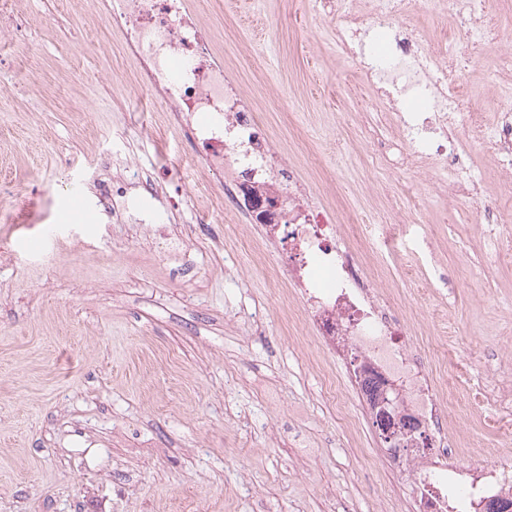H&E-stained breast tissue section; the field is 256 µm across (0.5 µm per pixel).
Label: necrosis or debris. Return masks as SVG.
<instances>
[{
  "label": "necrosis or debris",
  "instance_id": "obj_1",
  "mask_svg": "<svg viewBox=\"0 0 512 512\" xmlns=\"http://www.w3.org/2000/svg\"><path fill=\"white\" fill-rule=\"evenodd\" d=\"M331 3L338 46L359 53L366 83L375 86L379 104L402 132L396 157L378 145L380 162L398 170L436 169L438 195L470 201L486 233L511 221L501 206L481 198L473 166L459 163L478 143L502 174L512 176V108L500 109L494 125L486 126L461 77L463 63L484 60L490 86L512 83V59L486 57L502 33L485 0H430L455 25L429 41L410 24L411 0H366L361 9L355 0ZM98 14L143 70L146 89L204 148L205 168L222 179L225 206L242 223H263L266 235L295 246L304 317L334 350L358 359L360 370L346 377L344 388L359 412L371 416L388 384H396L405 434H424L428 444L404 454L390 452L389 473L400 485L418 486L429 512H486L512 502V452L489 458L477 452L461 462L446 432L447 397L413 339L404 335L398 303L380 288L363 254L345 243L346 235H361L362 226L347 231L331 223L310 205L293 168H283L280 182L270 183L277 158L259 116L225 95L224 60L186 0H99ZM373 29L392 31L385 51L362 43L363 34ZM175 60L182 68L171 79L167 70ZM413 101L420 109H410Z\"/></svg>",
  "mask_w": 512,
  "mask_h": 512
}]
</instances>
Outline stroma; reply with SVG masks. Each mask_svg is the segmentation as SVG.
<instances>
[{
  "label": "stroma",
  "instance_id": "35a3bbf8",
  "mask_svg": "<svg viewBox=\"0 0 512 512\" xmlns=\"http://www.w3.org/2000/svg\"><path fill=\"white\" fill-rule=\"evenodd\" d=\"M216 37L227 94L261 112L273 148L345 219L410 233L368 258L458 403L462 453L498 448L470 379L512 375V258L468 203L444 204L427 170L375 161L397 140L348 87L319 0H189ZM97 0H19L0 34V512H411L383 442L356 411L339 420L322 380L336 367L275 269L238 223L201 146L136 82ZM145 164L162 224H117L93 184L107 157ZM487 201L512 214V180L480 146Z\"/></svg>",
  "mask_w": 512,
  "mask_h": 512
}]
</instances>
